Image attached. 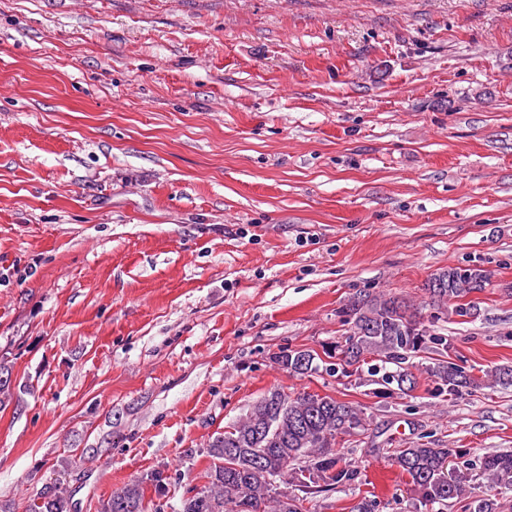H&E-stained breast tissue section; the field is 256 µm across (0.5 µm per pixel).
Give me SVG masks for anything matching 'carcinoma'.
<instances>
[{"label":"carcinoma","instance_id":"carcinoma-1","mask_svg":"<svg viewBox=\"0 0 512 512\" xmlns=\"http://www.w3.org/2000/svg\"><path fill=\"white\" fill-rule=\"evenodd\" d=\"M490 284L481 266H448L431 274L424 285L430 319L411 300L384 291L358 294L339 311L342 340L323 354L295 349L279 357L288 372L309 376L320 370L321 356L331 359L325 372L352 377L368 367L381 375L378 384L391 393L410 395L418 385L414 359L438 340L435 323L451 312L475 319L476 290ZM435 394L461 398L484 386H512V365L494 364L476 376L465 366L437 358L424 367ZM367 419L359 404L329 394L290 395L279 388L265 392L238 421L209 442L204 484L154 512H309L306 504L321 493L357 478V469L336 445L343 436L364 433ZM456 448L418 441L394 452L393 462L408 478L414 508L435 512L468 498V512H497L492 492L512 485V452L489 451L475 468L458 466ZM170 476L155 470L101 500L98 512H146V491L167 494ZM71 495L63 484L44 487L30 512H71Z\"/></svg>","mask_w":512,"mask_h":512}]
</instances>
